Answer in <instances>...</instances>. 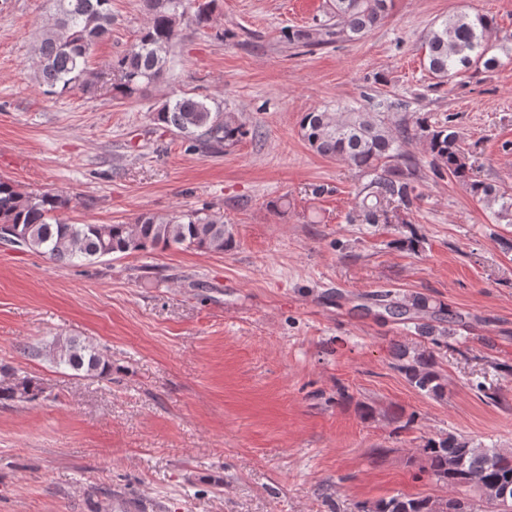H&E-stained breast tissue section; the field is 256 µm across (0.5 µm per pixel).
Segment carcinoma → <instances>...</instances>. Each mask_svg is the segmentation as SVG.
Here are the masks:
<instances>
[{"instance_id":"1","label":"carcinoma","mask_w":512,"mask_h":512,"mask_svg":"<svg viewBox=\"0 0 512 512\" xmlns=\"http://www.w3.org/2000/svg\"><path fill=\"white\" fill-rule=\"evenodd\" d=\"M112 0H52L53 22L37 45L38 79L47 93H63L87 86L88 56L92 46L112 26ZM213 0H143L148 20L137 44L114 64L117 88L126 94L149 84L173 67L170 49L181 26L209 24ZM391 0H326L323 19L312 27L288 28L284 40L298 47H319L339 40L356 41L387 14ZM495 21L483 13H460L434 23L424 38V66L444 83L471 69H493L499 59L490 54L489 37ZM371 110L348 106L334 112L304 114L303 138L320 156L341 159L364 179L355 196L351 221L363 224H409L422 194L421 167L403 150L409 140L425 145L429 171L437 178L453 179L472 197L496 205L495 219L512 223V194L495 184L476 178L473 166L460 145L457 116L431 121L423 113L393 127L388 116L374 108L383 102L367 98ZM159 125L183 137L219 151L242 140L248 130L235 116L213 108L204 99L180 97L166 102L153 113ZM70 199L46 192H22L0 178V226L12 229L17 246L47 259L80 266L107 256L167 249L173 245L205 252L222 253L232 240L224 216L208 208L166 215L142 214L132 224H71L62 218ZM374 304L388 317L413 325L426 342L394 347L397 370L416 390L435 398L445 394L443 374L437 369L436 354L448 347L456 335L462 315L442 303H433L419 292L391 290L374 295ZM56 362L87 376L108 368L103 353L73 338L58 339L52 347ZM43 389L23 377L0 387V400L32 403ZM424 458L422 472L448 486L446 498L396 495L372 505H359L358 512H473L470 493L499 508L497 499L508 496L512 512V453L499 448H479L465 439L448 435L429 439L417 449Z\"/></svg>"}]
</instances>
